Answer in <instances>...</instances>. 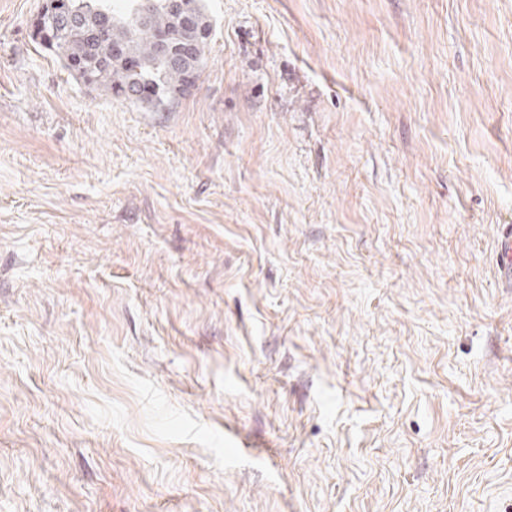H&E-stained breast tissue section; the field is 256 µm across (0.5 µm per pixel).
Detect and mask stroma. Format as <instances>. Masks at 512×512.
<instances>
[{"label": "stroma", "instance_id": "stroma-1", "mask_svg": "<svg viewBox=\"0 0 512 512\" xmlns=\"http://www.w3.org/2000/svg\"><path fill=\"white\" fill-rule=\"evenodd\" d=\"M0 0V512H512V0H203L159 112Z\"/></svg>", "mask_w": 512, "mask_h": 512}]
</instances>
